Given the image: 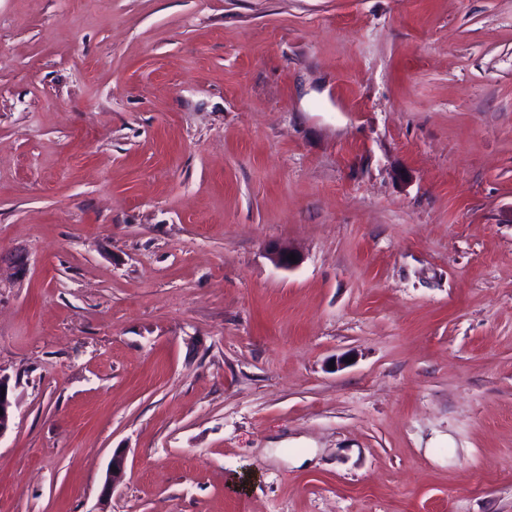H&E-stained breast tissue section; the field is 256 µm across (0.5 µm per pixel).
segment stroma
I'll list each match as a JSON object with an SVG mask.
<instances>
[{
    "instance_id": "1",
    "label": "stroma",
    "mask_w": 512,
    "mask_h": 512,
    "mask_svg": "<svg viewBox=\"0 0 512 512\" xmlns=\"http://www.w3.org/2000/svg\"><path fill=\"white\" fill-rule=\"evenodd\" d=\"M0 374V512H512V0H0ZM2 389H5V394H2ZM11 391L9 378L0 374V410L3 411V414L0 415V436L11 428L13 422Z\"/></svg>"
}]
</instances>
